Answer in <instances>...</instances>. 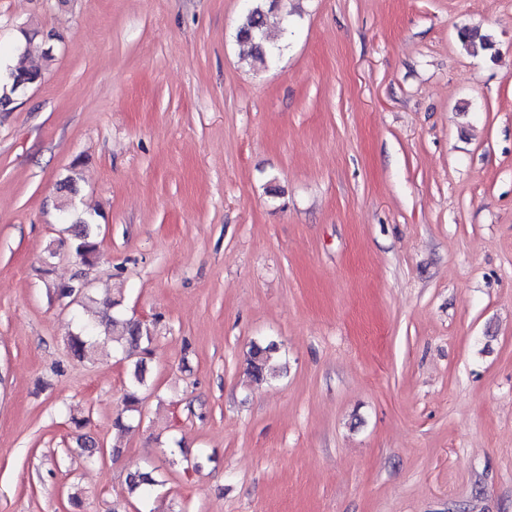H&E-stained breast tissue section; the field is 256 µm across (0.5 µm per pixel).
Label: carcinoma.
I'll use <instances>...</instances> for the list:
<instances>
[{"label": "carcinoma", "mask_w": 512, "mask_h": 512, "mask_svg": "<svg viewBox=\"0 0 512 512\" xmlns=\"http://www.w3.org/2000/svg\"><path fill=\"white\" fill-rule=\"evenodd\" d=\"M277 0H251V6L242 17L237 38L247 48V53L261 63H265L281 52V46L271 41L269 36L270 19L276 10ZM461 47L475 53L493 47L492 36L477 30L464 27L459 31ZM43 77L42 69L28 61V50L18 54L15 64L0 70V99H7L15 92L18 80L39 81ZM71 235L70 243L74 252L85 263L91 262L98 253L99 227L96 224H71L67 227ZM82 301H91L101 305L97 318L83 321L78 330L68 336V345L72 355L84 360L106 348L136 352L139 359L129 372L128 390L124 397L123 408L118 412L114 426L120 432L131 428V419L138 412L140 403L139 392L146 387L145 359L151 355L154 341V328L149 322H141L133 317H124L114 312L121 305V300L107 293L103 298L96 299L83 293ZM277 347L273 343L266 345L253 344L250 350L249 371L257 381L272 380L277 377L279 367L274 361ZM128 489L138 500L144 501L151 495L156 481L149 472H138L129 475Z\"/></svg>", "instance_id": "obj_1"}]
</instances>
